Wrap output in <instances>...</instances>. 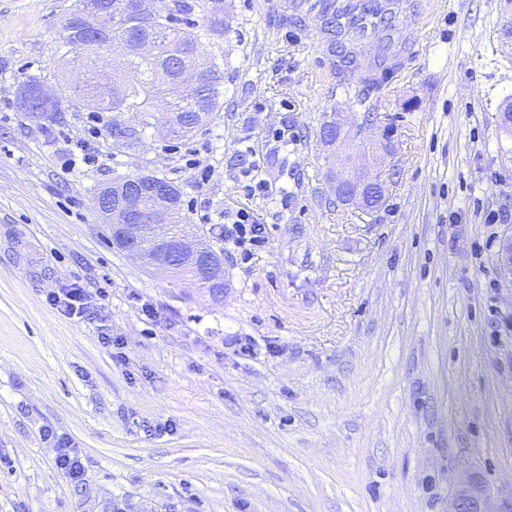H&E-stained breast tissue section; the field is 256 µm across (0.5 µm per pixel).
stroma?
Here are the masks:
<instances>
[{
  "label": "stroma",
  "instance_id": "1",
  "mask_svg": "<svg viewBox=\"0 0 512 512\" xmlns=\"http://www.w3.org/2000/svg\"><path fill=\"white\" fill-rule=\"evenodd\" d=\"M74 2L0 0V512H448L470 472L512 492V281L487 288L500 253L478 254L489 233L512 239V0L407 14L426 38L378 112L396 149L375 167L377 211L328 204L331 55L277 0H229L223 108L193 137L152 131L128 156L82 111L43 132L17 95L57 71L77 82ZM247 145L268 195L237 190ZM202 146L204 187L181 161ZM139 172L265 225L249 262L225 254L222 299L113 249L94 193ZM493 211L507 223L486 224ZM298 275L313 293L283 299ZM76 280L97 299L83 320L48 301ZM57 435L82 484L57 470Z\"/></svg>",
  "mask_w": 512,
  "mask_h": 512
}]
</instances>
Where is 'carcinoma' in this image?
I'll return each instance as SVG.
<instances>
[{
	"label": "carcinoma",
	"instance_id": "obj_1",
	"mask_svg": "<svg viewBox=\"0 0 512 512\" xmlns=\"http://www.w3.org/2000/svg\"><path fill=\"white\" fill-rule=\"evenodd\" d=\"M157 8L150 19L125 16L129 0H112V12L119 15L118 25L112 27L111 41L128 43L151 32L157 36L158 50L153 55L129 54L118 63L120 74L103 70L101 55L78 47L79 37L71 33L76 28L84 0H76L63 24L65 44L80 51V65L85 78L70 88L65 97L43 100L38 96L40 84L35 80L25 83L26 90L17 104L34 121L49 118L63 122V114L71 109L90 112H134L141 117L139 138L122 139L113 135L116 123H103L112 148L130 156L138 152L139 139L147 130L159 126L167 129L173 140L186 139L199 129L211 124L215 113L221 110L220 97L224 95V36L229 31L226 19V0H155ZM329 52L334 56L333 67L339 78V88L345 99L352 101L363 119L378 111L377 99L401 69L402 52L392 56H377L364 68L357 52L351 50L348 37L341 34L330 17L322 20ZM193 64L199 69L202 83L197 87L182 84V66ZM168 70V84L156 83L160 68ZM171 100L170 113L155 110L160 96ZM159 221L169 224L171 235L190 237L218 263H224V245L215 231L203 224H193L181 208V190H176L174 204L166 209ZM143 225L141 241L142 260L155 259L152 224Z\"/></svg>",
	"mask_w": 512,
	"mask_h": 512
}]
</instances>
